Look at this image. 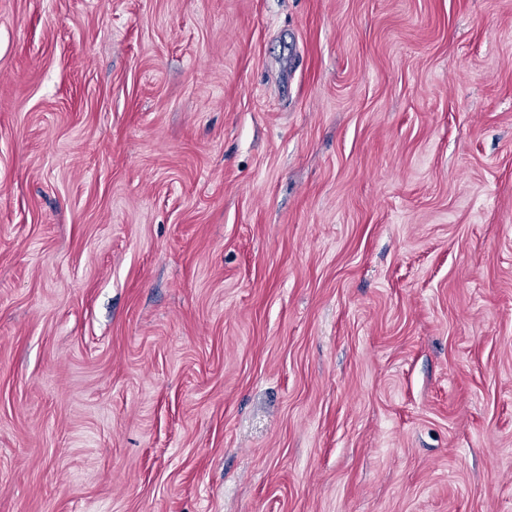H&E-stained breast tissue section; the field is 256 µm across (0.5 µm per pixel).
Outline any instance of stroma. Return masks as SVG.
I'll list each match as a JSON object with an SVG mask.
<instances>
[{
    "mask_svg": "<svg viewBox=\"0 0 512 512\" xmlns=\"http://www.w3.org/2000/svg\"><path fill=\"white\" fill-rule=\"evenodd\" d=\"M0 512H512V0H0Z\"/></svg>",
    "mask_w": 512,
    "mask_h": 512,
    "instance_id": "1",
    "label": "stroma"
}]
</instances>
